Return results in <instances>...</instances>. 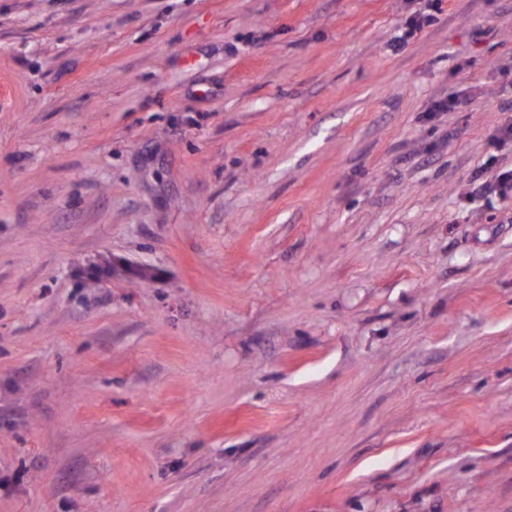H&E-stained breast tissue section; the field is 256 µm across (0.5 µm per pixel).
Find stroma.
Instances as JSON below:
<instances>
[{"instance_id":"stroma-1","label":"stroma","mask_w":512,"mask_h":512,"mask_svg":"<svg viewBox=\"0 0 512 512\" xmlns=\"http://www.w3.org/2000/svg\"><path fill=\"white\" fill-rule=\"evenodd\" d=\"M511 57L512 0H0V512H512ZM486 174V168L482 167L472 177L474 192L495 195L501 198H512V168L501 169L494 173Z\"/></svg>"}]
</instances>
